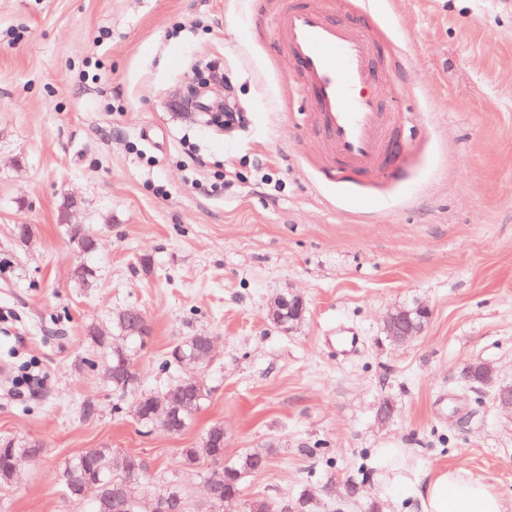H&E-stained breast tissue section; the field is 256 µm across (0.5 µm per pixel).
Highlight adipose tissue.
<instances>
[{
    "label": "adipose tissue",
    "instance_id": "ef3b65f1",
    "mask_svg": "<svg viewBox=\"0 0 512 512\" xmlns=\"http://www.w3.org/2000/svg\"><path fill=\"white\" fill-rule=\"evenodd\" d=\"M388 486L408 498L413 512H511L501 495L457 470L441 469L425 480L414 470L398 473Z\"/></svg>",
    "mask_w": 512,
    "mask_h": 512
}]
</instances>
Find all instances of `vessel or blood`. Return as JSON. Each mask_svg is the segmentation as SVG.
Wrapping results in <instances>:
<instances>
[{"label": "vessel or blood", "mask_w": 512, "mask_h": 512, "mask_svg": "<svg viewBox=\"0 0 512 512\" xmlns=\"http://www.w3.org/2000/svg\"><path fill=\"white\" fill-rule=\"evenodd\" d=\"M273 23L314 110L326 152L323 176L397 174L395 118L374 92L383 70L367 27L331 15L323 0H280Z\"/></svg>", "instance_id": "vessel-or-blood-1"}]
</instances>
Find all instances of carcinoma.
Segmentation results:
<instances>
[{
	"label": "carcinoma",
	"mask_w": 512,
	"mask_h": 512,
	"mask_svg": "<svg viewBox=\"0 0 512 512\" xmlns=\"http://www.w3.org/2000/svg\"><path fill=\"white\" fill-rule=\"evenodd\" d=\"M98 279L96 269L81 264L74 270V282L91 288ZM112 327L122 339L116 345L111 337L91 334L96 344L107 350L109 363L105 370L112 390L120 399L129 394L138 398L140 410L136 415L139 426L146 432L156 428H169L170 433L182 432L202 409L208 397L206 385L200 378L189 380L175 379L163 389L143 391L135 387L139 373L135 365L137 349L145 343L148 334L147 322L136 325L128 313L121 311L112 317ZM209 336L195 333L176 342L162 360L159 368L168 371L180 365L181 359L201 351ZM212 439L209 451L201 448H184L181 463L189 469L212 463L215 468L205 473L208 481L217 482L216 494L233 501L236 510L242 512V484L246 475L266 466L272 449L247 453L236 461L224 463V440L219 436L210 437L205 432L204 439ZM34 448H19L8 442L0 447V484L10 482L23 467L26 456ZM145 478L143 459L134 454L121 453L112 448H96L73 458L65 467L62 482L67 493L77 495L87 482H96L100 495L91 504L90 512H156V499L142 492ZM310 498L304 497L294 505L286 500L263 503L265 512H311Z\"/></svg>",
	"instance_id": "1"
}]
</instances>
